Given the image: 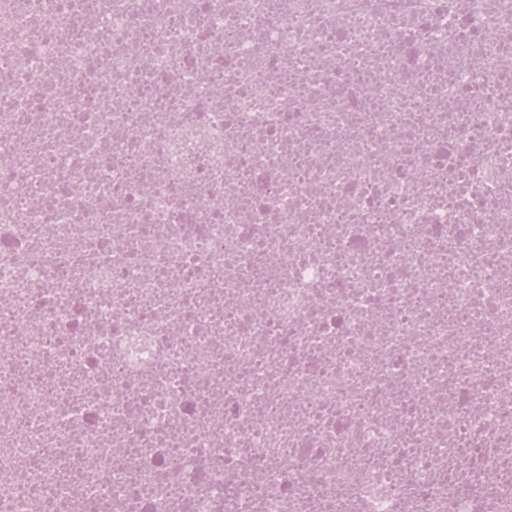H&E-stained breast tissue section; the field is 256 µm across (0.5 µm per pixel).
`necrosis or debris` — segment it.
Wrapping results in <instances>:
<instances>
[{
    "label": "necrosis or debris",
    "instance_id": "1",
    "mask_svg": "<svg viewBox=\"0 0 512 512\" xmlns=\"http://www.w3.org/2000/svg\"><path fill=\"white\" fill-rule=\"evenodd\" d=\"M0 512H512V0H0Z\"/></svg>",
    "mask_w": 512,
    "mask_h": 512
}]
</instances>
